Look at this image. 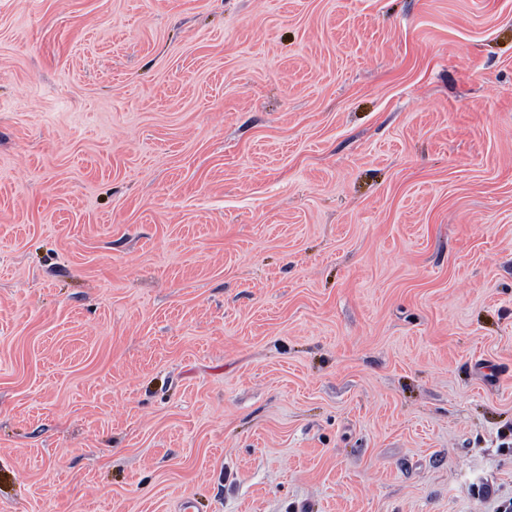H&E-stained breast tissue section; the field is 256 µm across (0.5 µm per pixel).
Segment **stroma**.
I'll list each match as a JSON object with an SVG mask.
<instances>
[{
    "label": "stroma",
    "mask_w": 512,
    "mask_h": 512,
    "mask_svg": "<svg viewBox=\"0 0 512 512\" xmlns=\"http://www.w3.org/2000/svg\"><path fill=\"white\" fill-rule=\"evenodd\" d=\"M512 502V0H0V512Z\"/></svg>",
    "instance_id": "obj_1"
}]
</instances>
